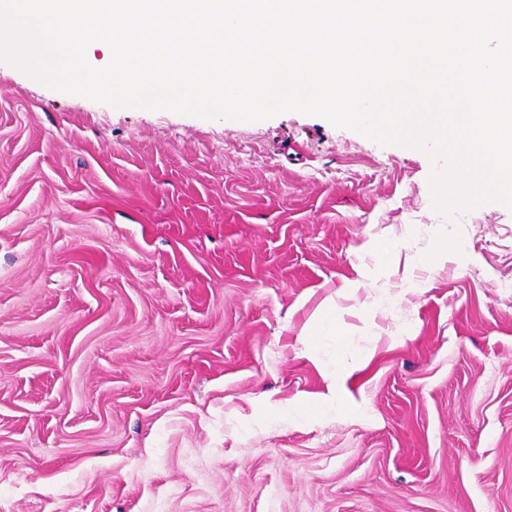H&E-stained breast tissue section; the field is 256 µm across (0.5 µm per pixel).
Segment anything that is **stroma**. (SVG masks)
<instances>
[{"label":"stroma","mask_w":512,"mask_h":512,"mask_svg":"<svg viewBox=\"0 0 512 512\" xmlns=\"http://www.w3.org/2000/svg\"><path fill=\"white\" fill-rule=\"evenodd\" d=\"M431 170L0 60V512H512V210Z\"/></svg>","instance_id":"stroma-1"}]
</instances>
